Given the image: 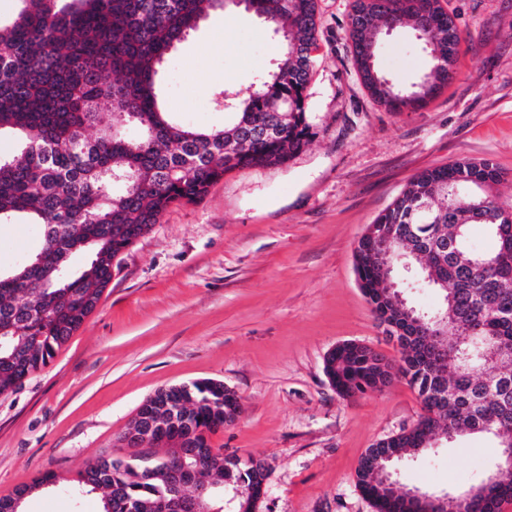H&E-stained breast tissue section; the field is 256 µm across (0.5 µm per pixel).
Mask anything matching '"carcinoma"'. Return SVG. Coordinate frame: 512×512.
I'll return each mask as SVG.
<instances>
[{"instance_id": "obj_1", "label": "carcinoma", "mask_w": 512, "mask_h": 512, "mask_svg": "<svg viewBox=\"0 0 512 512\" xmlns=\"http://www.w3.org/2000/svg\"><path fill=\"white\" fill-rule=\"evenodd\" d=\"M0 22V130L11 129L19 150L0 157V222L16 213L38 225L42 246L7 276L0 275V396L46 366L56 349L95 309L121 251L148 233L172 203L195 201L228 172L284 165L314 135L308 85L318 49L317 0H246L282 38L284 50L248 92L224 85V126L205 128L175 118L161 102V76L173 49L209 12L238 7L230 0H19ZM410 23L425 32L429 59L419 82L403 87L377 66L381 27ZM357 72L371 96L394 112L416 109L452 78L448 56L458 57L462 31L441 0H354L345 29ZM142 134L130 137L125 126ZM95 126L96 135L85 131ZM121 176L115 181L112 175ZM504 180L490 159L462 160L411 178L375 219L381 238L363 237L355 250L360 288L378 325L402 317L434 318L456 336L463 323L481 329L438 360L423 336L391 335L400 363L359 343L338 346L324 361L336 393L353 398L381 392L401 377L414 388L424 415L411 428L368 449L357 485L376 512H413L404 495L384 484L380 464L413 458L434 441L452 443L486 434L498 448L485 484L512 455V252L473 247L470 227L481 224L500 238L512 226V208L493 192ZM391 260L408 263V282L394 288L378 274L382 244ZM86 250L89 268L70 256ZM434 288L440 306L423 311L398 294ZM237 393L215 380L168 387L147 399L131 429L153 426L170 436L192 432L189 447L170 459L200 467L199 481L217 486L211 506L224 507V489L249 493L237 509L255 512L262 461H224L209 434L237 419ZM50 487L79 505L100 499V512H161L168 497L167 464L117 456L105 465L87 461L61 482L53 472L24 486ZM458 512H495L471 489L454 495Z\"/></svg>"}]
</instances>
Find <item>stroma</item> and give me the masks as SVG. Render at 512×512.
<instances>
[{"label":"stroma","instance_id":"stroma-1","mask_svg":"<svg viewBox=\"0 0 512 512\" xmlns=\"http://www.w3.org/2000/svg\"><path fill=\"white\" fill-rule=\"evenodd\" d=\"M353 0H318L319 50L309 107L316 135L287 165L230 172L191 203L169 206L114 262L95 311L50 363L0 396V496L45 472L72 478L116 452L157 389L213 379L240 398L212 447L267 467L256 512H375L356 486L368 448L423 413L397 380L340 397L327 352L357 342L398 360L354 270L357 241L418 173L493 160L512 207V0H449L464 39L455 74L420 109L376 103L345 37ZM281 45L253 13L210 12L166 65L168 111L203 127L224 114L213 92L250 89ZM378 66L417 81L428 58L410 28L381 38ZM40 246L26 215L0 224V272ZM495 442L469 435L403 461L408 485L456 493L496 461Z\"/></svg>","mask_w":512,"mask_h":512}]
</instances>
